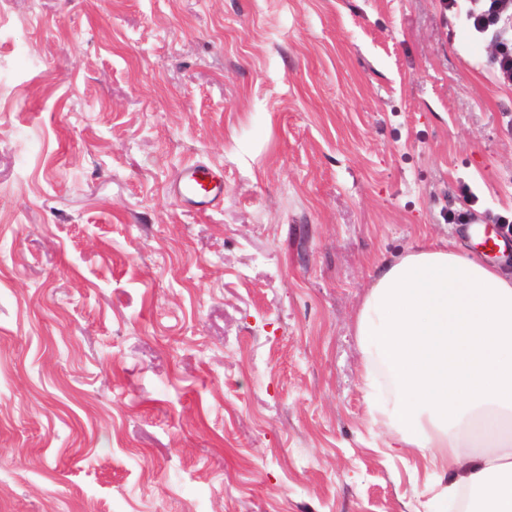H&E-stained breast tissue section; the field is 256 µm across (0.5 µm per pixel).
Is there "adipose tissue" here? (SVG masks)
Instances as JSON below:
<instances>
[{"mask_svg":"<svg viewBox=\"0 0 512 512\" xmlns=\"http://www.w3.org/2000/svg\"><path fill=\"white\" fill-rule=\"evenodd\" d=\"M355 334L391 380L396 445L465 472L486 512H512V276L454 243L378 265Z\"/></svg>","mask_w":512,"mask_h":512,"instance_id":"obj_1","label":"adipose tissue"}]
</instances>
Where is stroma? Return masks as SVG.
<instances>
[{
	"label": "stroma",
	"mask_w": 512,
	"mask_h": 512,
	"mask_svg": "<svg viewBox=\"0 0 512 512\" xmlns=\"http://www.w3.org/2000/svg\"><path fill=\"white\" fill-rule=\"evenodd\" d=\"M493 50L441 0H0V512H446L354 324L512 211ZM170 191L181 202L206 212L224 199V177L203 165L192 164L180 171Z\"/></svg>",
	"instance_id": "stroma-1"
}]
</instances>
